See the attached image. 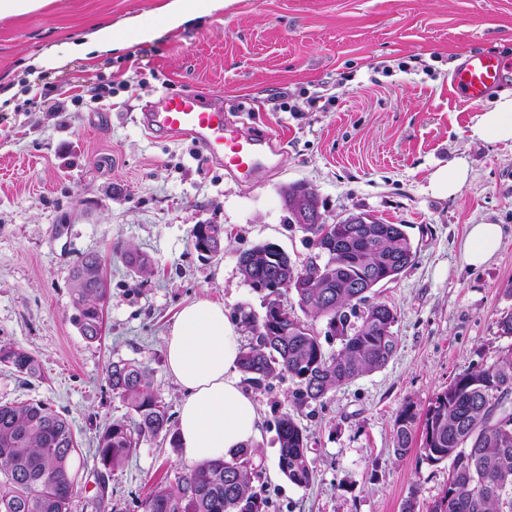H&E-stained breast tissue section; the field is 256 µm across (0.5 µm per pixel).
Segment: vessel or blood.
Returning a JSON list of instances; mask_svg holds the SVG:
<instances>
[{
	"label": "vessel or blood",
	"mask_w": 512,
	"mask_h": 512,
	"mask_svg": "<svg viewBox=\"0 0 512 512\" xmlns=\"http://www.w3.org/2000/svg\"><path fill=\"white\" fill-rule=\"evenodd\" d=\"M511 72L512 62L491 53L472 52L455 69L450 85L457 96L479 102ZM140 123L147 133L191 141L208 162L221 165L232 175L247 174L264 164L273 140L271 133H246L228 123L223 104L197 90L160 94Z\"/></svg>",
	"instance_id": "1"
}]
</instances>
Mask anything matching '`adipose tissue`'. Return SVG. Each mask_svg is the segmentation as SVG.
I'll list each match as a JSON object with an SVG mask.
<instances>
[{
  "mask_svg": "<svg viewBox=\"0 0 512 512\" xmlns=\"http://www.w3.org/2000/svg\"><path fill=\"white\" fill-rule=\"evenodd\" d=\"M222 0H171L158 25L142 30L143 39L210 13ZM472 138L488 142L512 141V92L499 94L491 109L477 114ZM502 229L497 224L471 225L463 258L478 267L497 253ZM238 327L224 305L207 299L186 304L175 316L165 337L168 370L181 390L178 441L184 463L196 465L227 459L237 449L260 439L261 416L241 383Z\"/></svg>",
  "mask_w": 512,
  "mask_h": 512,
  "instance_id": "1",
  "label": "adipose tissue"
}]
</instances>
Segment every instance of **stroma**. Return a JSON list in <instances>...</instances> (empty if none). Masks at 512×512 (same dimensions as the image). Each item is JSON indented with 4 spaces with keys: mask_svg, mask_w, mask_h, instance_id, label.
Here are the masks:
<instances>
[{
    "mask_svg": "<svg viewBox=\"0 0 512 512\" xmlns=\"http://www.w3.org/2000/svg\"><path fill=\"white\" fill-rule=\"evenodd\" d=\"M169 0H49L0 19V347L38 360L36 376L0 365V402L40 401L67 418L78 443L72 512H142L152 488L184 464L163 438L139 443L116 471L94 459L104 428L129 417L112 393V362L147 367L176 416L180 390L166 367L163 335L181 309L206 298L262 313L265 293L238 270L260 243L296 264L314 256L288 226L282 189L302 182L327 223L358 210L402 224L413 265L378 288L397 313L398 347L387 365L295 407L290 378L252 388L261 417L253 486L266 512H401L407 497L428 512L448 484V465L397 457L392 424L405 401L418 409L460 374L512 349L499 320L512 313V142L471 138L474 105L450 78L468 53L512 60V0H228L224 8L164 32ZM123 28L127 50L75 59L70 43L97 27ZM52 58L50 67L33 63ZM52 84L58 110L39 103ZM198 87L225 111L250 113L279 137V153L245 180L207 163L190 141L147 134L139 123L159 94ZM462 163L451 197L428 188L436 169ZM198 224L224 228L221 252L195 249ZM498 224L487 264L463 260L467 228ZM148 258L131 272L120 249ZM100 255L109 294L100 340L72 320V271ZM295 411L309 435L315 478L306 487L278 469L276 421Z\"/></svg>",
    "mask_w": 512,
    "mask_h": 512,
    "instance_id": "35a3bbf8",
    "label": "stroma"
}]
</instances>
